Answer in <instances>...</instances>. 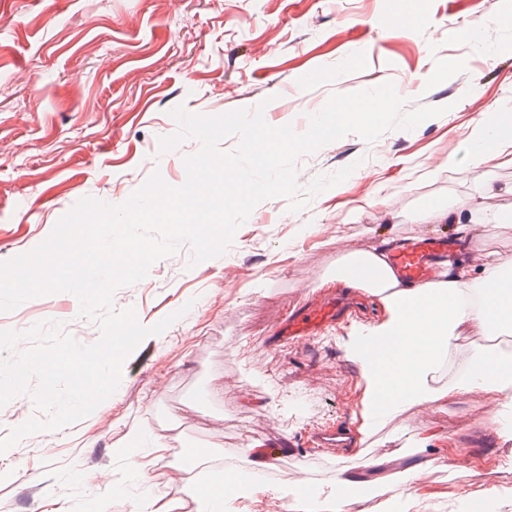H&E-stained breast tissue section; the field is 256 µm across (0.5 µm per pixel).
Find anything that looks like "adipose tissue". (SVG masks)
<instances>
[{
  "instance_id": "1",
  "label": "adipose tissue",
  "mask_w": 512,
  "mask_h": 512,
  "mask_svg": "<svg viewBox=\"0 0 512 512\" xmlns=\"http://www.w3.org/2000/svg\"><path fill=\"white\" fill-rule=\"evenodd\" d=\"M468 141L479 163H512V115L485 113ZM495 195L494 188H486L485 201L468 214L452 215L447 207L435 204L424 209L419 220L439 224L454 218L455 235L466 243L476 226L499 228L512 221V214L492 205ZM331 274L344 286L378 297L387 311L383 321L354 329L346 344L348 358L362 369L361 434L393 422L410 404L429 405L466 394L486 397L494 408L512 397V351L508 349L482 352L455 381L438 382V372L462 326L477 325L491 338L512 334L511 253L484 254L475 281L470 267L451 261L430 283L400 281L383 245L340 255Z\"/></svg>"
}]
</instances>
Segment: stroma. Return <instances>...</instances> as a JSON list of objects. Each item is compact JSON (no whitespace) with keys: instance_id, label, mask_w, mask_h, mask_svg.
Masks as SVG:
<instances>
[{"instance_id":"35a3bbf8","label":"stroma","mask_w":512,"mask_h":512,"mask_svg":"<svg viewBox=\"0 0 512 512\" xmlns=\"http://www.w3.org/2000/svg\"><path fill=\"white\" fill-rule=\"evenodd\" d=\"M403 2L0 0V261L37 247L82 198L122 203L155 171L181 185V162L200 144L160 152V138L177 129L175 107L259 108L270 125L303 132L332 94L390 82L406 110L445 109L411 130L371 143L351 133L299 157L303 187L360 168L300 211L285 197L262 201L220 257L193 263L184 243L119 288L115 309L134 308L145 327L172 323L138 344L116 391L89 416L0 455V470L14 473L0 484L9 512H76L96 495L99 470L116 488L109 512H135L147 490L171 512H202L195 485L217 470L254 468L259 446L275 438L288 442L279 462L227 512H300L294 489L330 488L342 471L358 478L350 497L390 498L401 489L385 474L424 459L432 466L415 485L425 512H469L476 499L512 512V444L476 398L410 405L376 434L359 433L362 371L343 343L353 326L384 318L377 297L308 343L268 342L290 310L342 292L327 279L341 253L451 236V224L417 223L427 206H476L491 181L506 189L497 206L512 212V165H480L467 150L486 107L512 111V0H414L418 25L397 32ZM496 15L504 23L495 46L476 52L466 30ZM78 311L72 294L45 295L0 313V330L54 320L95 342L98 325ZM338 424L351 432V457L311 443ZM134 428L157 441L136 474L121 453ZM424 433L429 443H419ZM188 444L214 469L182 460ZM371 457L384 461L378 472L364 466Z\"/></svg>"}]
</instances>
